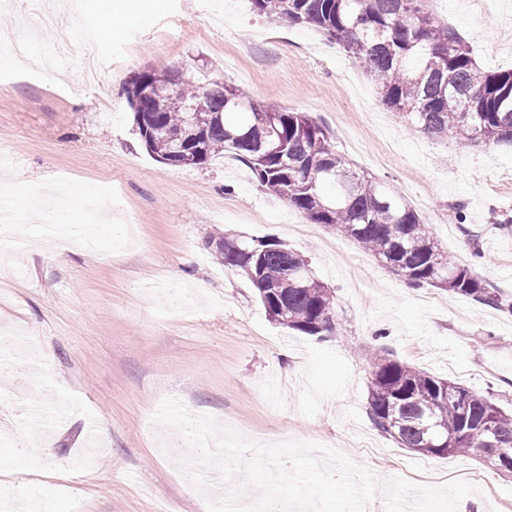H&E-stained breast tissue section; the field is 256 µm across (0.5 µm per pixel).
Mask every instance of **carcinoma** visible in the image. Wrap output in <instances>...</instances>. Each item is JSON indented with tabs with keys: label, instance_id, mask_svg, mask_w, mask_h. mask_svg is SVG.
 Segmentation results:
<instances>
[{
	"label": "carcinoma",
	"instance_id": "carcinoma-1",
	"mask_svg": "<svg viewBox=\"0 0 512 512\" xmlns=\"http://www.w3.org/2000/svg\"><path fill=\"white\" fill-rule=\"evenodd\" d=\"M254 11L281 25L308 24L340 46L375 81L382 103L427 136L453 134L464 144L512 145V68L479 66L454 31L439 24L424 0H250ZM176 72L146 69L129 92L145 148L173 167L199 166L228 152L259 184L315 224L355 240L414 287L442 288L512 312V297L491 288L469 266L435 243L428 225L397 190L351 167L327 130L304 112L264 106L231 85L198 80L167 90ZM204 98L208 121L188 122V105ZM216 258L243 272L269 318L320 339L336 333L335 300L308 262L268 237L220 236ZM369 417L400 447L422 455L483 456L512 448V415L487 397L439 380L405 362L369 354ZM448 430L437 448L428 424Z\"/></svg>",
	"mask_w": 512,
	"mask_h": 512
}]
</instances>
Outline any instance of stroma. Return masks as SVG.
<instances>
[{"label": "stroma", "instance_id": "obj_1", "mask_svg": "<svg viewBox=\"0 0 512 512\" xmlns=\"http://www.w3.org/2000/svg\"><path fill=\"white\" fill-rule=\"evenodd\" d=\"M124 14L105 33L106 6ZM436 20L478 61L512 68V0H428ZM55 42L40 73L0 56V184L27 209L36 194L70 195L71 223L94 247L59 251L37 229L1 233L0 506L5 512H207L208 500L255 487L185 477L189 445L153 423L163 400L263 445L336 449L381 487L367 512L411 495L420 512H506L512 474L479 457L399 447L368 415L371 347L459 383L512 413V315L434 288H411L353 240L305 218L225 153L197 167L148 154L127 91L148 67H185L245 88L281 110L309 113L358 169L399 190L434 240L512 294V148L464 145L413 131L374 82L315 28H286L249 0H56ZM96 42L99 86L78 79L85 37ZM463 205L465 223L449 218ZM306 223V222H305ZM271 236L308 260L336 301L337 331L319 340L273 324L247 277L215 257L218 235ZM204 282L206 292L195 288ZM54 452L21 457L33 427Z\"/></svg>", "mask_w": 512, "mask_h": 512}]
</instances>
